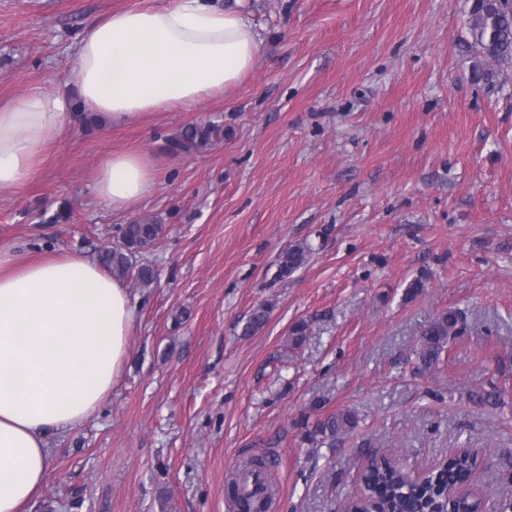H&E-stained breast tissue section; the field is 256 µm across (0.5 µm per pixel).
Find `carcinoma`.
Wrapping results in <instances>:
<instances>
[{
	"instance_id": "1",
	"label": "carcinoma",
	"mask_w": 512,
	"mask_h": 512,
	"mask_svg": "<svg viewBox=\"0 0 512 512\" xmlns=\"http://www.w3.org/2000/svg\"><path fill=\"white\" fill-rule=\"evenodd\" d=\"M472 35L475 62L473 75L486 82L497 77V67L512 65V11L498 0H481L472 5L468 20ZM224 141V125L208 122L182 128L172 141L174 149L185 153L200 152ZM162 226L148 222H134L126 226L122 245L105 249L101 260L113 276L132 277L148 287L155 280V270L149 264L133 266L132 250L154 244ZM311 252L307 244H295L282 251L277 260L278 276L286 277L303 266ZM269 307L254 308L248 316L243 332L253 333L268 320ZM466 331L459 311L442 310L421 331L416 356L424 371L439 367L448 343ZM358 427V418L350 410L333 413L306 427L304 439L311 444L333 448ZM475 460L467 451L454 454L421 478L409 476L403 469L383 461L361 473V496L347 501L345 512H434L446 508L448 512H474L478 503L472 493L457 491L459 483L467 480Z\"/></svg>"
}]
</instances>
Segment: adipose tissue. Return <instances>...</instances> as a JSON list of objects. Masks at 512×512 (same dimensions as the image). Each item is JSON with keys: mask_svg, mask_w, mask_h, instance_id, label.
<instances>
[{"mask_svg": "<svg viewBox=\"0 0 512 512\" xmlns=\"http://www.w3.org/2000/svg\"><path fill=\"white\" fill-rule=\"evenodd\" d=\"M262 41L239 0H168L116 10L77 44L78 98L32 90L0 107V189H23L77 112L106 124L190 110L252 69ZM156 185L149 158L113 153L95 190L115 212ZM136 327L129 289L72 253L27 263L0 249V512H22L49 479V438L86 421L117 382Z\"/></svg>", "mask_w": 512, "mask_h": 512, "instance_id": "ef3b65f1", "label": "adipose tissue"}]
</instances>
